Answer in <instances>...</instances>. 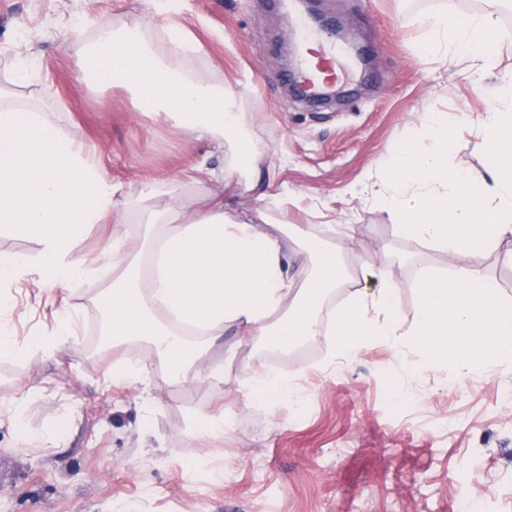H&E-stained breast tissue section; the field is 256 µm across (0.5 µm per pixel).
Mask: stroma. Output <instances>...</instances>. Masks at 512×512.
Segmentation results:
<instances>
[{
    "instance_id": "stroma-1",
    "label": "stroma",
    "mask_w": 512,
    "mask_h": 512,
    "mask_svg": "<svg viewBox=\"0 0 512 512\" xmlns=\"http://www.w3.org/2000/svg\"><path fill=\"white\" fill-rule=\"evenodd\" d=\"M318 8L372 66L342 78L333 103L311 108L288 91L278 44L289 31L277 0H0V81L25 63L17 101L58 102L57 123L85 137L113 181L129 186L154 179L176 190L197 162L220 170L234 161L231 149L148 115L129 89L82 76V56L103 26L139 29L162 55L165 26L185 24L202 53L193 74L233 93L264 153L254 180L225 190V211L341 245L349 278L328 310L385 278L399 289L403 315L399 335L349 358L317 337L311 355L277 367L305 389L304 406L263 407L244 385L261 364L237 347V327L207 355L223 366V384L205 378L178 389L144 342L100 340L101 357L87 356L101 333L103 279L16 284L9 329L18 343L55 336L59 306L72 321L52 354L0 360V404L35 396L20 423L0 421V512H463L473 497L488 512H512V367L462 382L421 368L411 336L416 282L448 256L397 239L380 201L389 147L428 148V113L447 114L456 162L482 167L479 120L512 72V12L496 0H320ZM444 10L496 12L495 69L424 52L422 20ZM383 251L392 259L382 267ZM131 362L148 366V384L113 383V371ZM219 410L234 414V426L195 436L194 418Z\"/></svg>"
}]
</instances>
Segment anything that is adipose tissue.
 Segmentation results:
<instances>
[{"mask_svg":"<svg viewBox=\"0 0 512 512\" xmlns=\"http://www.w3.org/2000/svg\"><path fill=\"white\" fill-rule=\"evenodd\" d=\"M423 24L430 34L426 51L451 49L481 66H494L497 51L489 37L498 27L492 16L462 20L440 12ZM167 37L170 48L163 60L140 41L102 28L84 53L81 70L93 83L108 86L116 80L133 89L152 115L184 133L237 147L231 169L217 173L194 166L186 174L189 184L240 182L263 158L242 112L224 89L188 74L187 56L196 46L187 28L171 23ZM7 95L0 88V231L19 233L38 250L0 256L1 358L29 347H52L45 336L30 337L23 346L15 341L8 329L15 305L2 288L20 282L37 288L75 283L107 273L112 284L105 293L106 336L148 343L175 387L201 379L208 349L228 324L245 328V344L258 340L269 349L327 335L344 357L395 335L399 293L386 280L373 293L352 294L332 319H325L327 298L347 277L335 246L304 235L309 265L289 278L282 228L270 231L230 215L214 193L198 202L164 192L154 180L135 188L114 182L85 140L58 126L54 102L23 106ZM482 128L485 165L463 170L448 155L447 119L432 114L435 149L424 153L410 142L393 146L382 196L397 238L438 245L455 268L450 274L434 267L419 278L414 346L423 368L451 369L462 381L512 365V304L481 270L484 254L512 235V76L502 80ZM132 221L150 227L133 255L123 241V226ZM94 224L111 225L112 233L93 267L76 248ZM176 320L199 328L204 343L180 339L172 326ZM247 388L264 405L305 400L301 388L279 376H253Z\"/></svg>","mask_w":512,"mask_h":512,"instance_id":"ef3b65f1","label":"adipose tissue"}]
</instances>
